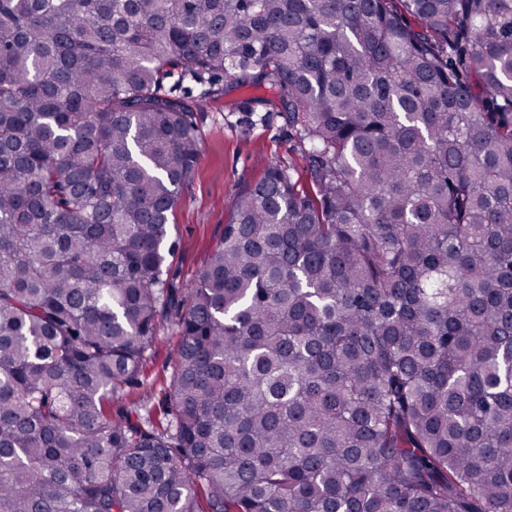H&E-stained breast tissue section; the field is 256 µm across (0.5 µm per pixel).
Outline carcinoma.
Returning a JSON list of instances; mask_svg holds the SVG:
<instances>
[{
	"label": "carcinoma",
	"mask_w": 512,
	"mask_h": 512,
	"mask_svg": "<svg viewBox=\"0 0 512 512\" xmlns=\"http://www.w3.org/2000/svg\"><path fill=\"white\" fill-rule=\"evenodd\" d=\"M186 83L309 179L180 298ZM0 512H512V0H0ZM157 340L147 353L142 366L140 379L144 387H131L122 399L114 401L112 412L119 408L130 409L133 405H146L153 407V421L165 422L164 416L159 413V405L164 399L171 373V355L179 341V332L175 319L164 318L156 332Z\"/></svg>",
	"instance_id": "obj_1"
}]
</instances>
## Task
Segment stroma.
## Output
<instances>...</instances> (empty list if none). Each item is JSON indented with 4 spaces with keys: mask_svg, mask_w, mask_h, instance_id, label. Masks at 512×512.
Returning a JSON list of instances; mask_svg holds the SVG:
<instances>
[{
    "mask_svg": "<svg viewBox=\"0 0 512 512\" xmlns=\"http://www.w3.org/2000/svg\"><path fill=\"white\" fill-rule=\"evenodd\" d=\"M247 96V91L240 90L218 97L195 115L200 155L196 171L182 188L170 217V238L176 247L167 263L169 280L178 293H186L195 285L209 253L223 238L232 199L262 178L265 163L292 168L299 180L307 178L283 118L274 115L261 121L257 116L232 110V103ZM156 336L143 362V387L131 388L114 406L152 407L153 420L158 423L163 419L158 407L167 390L171 355L179 341L174 318L163 319Z\"/></svg>",
    "mask_w": 512,
    "mask_h": 512,
    "instance_id": "1",
    "label": "stroma"
}]
</instances>
